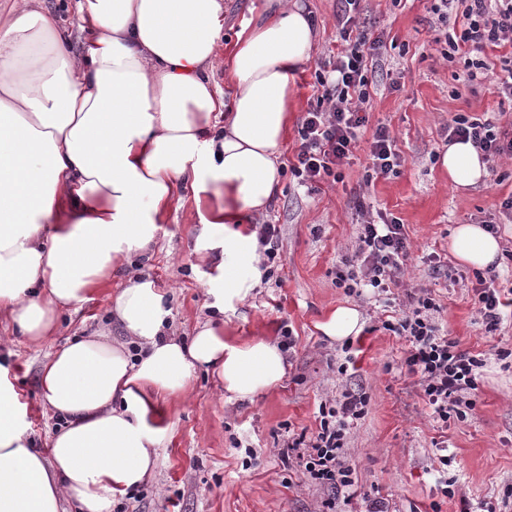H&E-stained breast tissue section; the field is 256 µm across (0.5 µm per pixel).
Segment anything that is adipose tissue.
Returning a JSON list of instances; mask_svg holds the SVG:
<instances>
[{
	"label": "adipose tissue",
	"instance_id": "ef3b65f1",
	"mask_svg": "<svg viewBox=\"0 0 512 512\" xmlns=\"http://www.w3.org/2000/svg\"><path fill=\"white\" fill-rule=\"evenodd\" d=\"M85 33H71L36 0H16L0 22V316L30 343L51 336L56 312L112 278L154 243L179 186L205 203L194 240L219 257L207 292L217 311L263 279L251 217L280 183L295 72L315 32L297 0H265L226 56L224 0H76ZM223 64L234 86L212 81ZM223 114L224 127L212 120ZM441 167L456 188L485 165L471 143L448 144ZM450 250L485 267L500 251L479 224L454 229ZM121 335L96 331L46 355L39 386L62 418L48 451L27 436L26 407L0 366V512H110L114 496L153 476L163 402L184 396L195 372L247 400L285 375L278 342L225 336L199 324L189 342L168 336L164 294L130 276L113 294Z\"/></svg>",
	"mask_w": 512,
	"mask_h": 512
}]
</instances>
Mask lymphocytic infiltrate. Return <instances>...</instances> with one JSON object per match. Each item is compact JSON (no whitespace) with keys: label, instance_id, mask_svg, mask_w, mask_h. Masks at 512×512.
<instances>
[{"label":"lymphocytic infiltrate","instance_id":"lymphocytic-infiltrate-1","mask_svg":"<svg viewBox=\"0 0 512 512\" xmlns=\"http://www.w3.org/2000/svg\"><path fill=\"white\" fill-rule=\"evenodd\" d=\"M359 0H343L336 16L340 43L335 54L315 72L314 102L298 126V144L289 169L300 186L320 190L323 183L340 180L361 142H368L373 175H386L400 164L395 137L386 127L367 132L374 90L368 64L383 39L361 29L356 14ZM435 41L445 44L446 59L459 51L479 52L489 45L512 44V0H431ZM448 137L472 142L483 161L512 156V135L493 121L464 113L448 123ZM361 216L354 252L336 272V285L345 295L365 287L385 291L401 275L409 257L404 224L398 218L369 210L357 199ZM441 306L430 293L408 295L396 321L386 330L403 336L408 349L400 368L413 376L433 421L447 428L449 420H465L476 407L477 379L486 365L483 354L462 349L441 334L435 315ZM367 399L349 393L328 399L318 407L314 434L289 435L285 448L303 477L325 490L318 512H338L340 496L355 485L345 452V432L365 414Z\"/></svg>","mask_w":512,"mask_h":512}]
</instances>
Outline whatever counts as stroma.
Returning <instances> with one entry per match:
<instances>
[{"label":"stroma","mask_w":512,"mask_h":512,"mask_svg":"<svg viewBox=\"0 0 512 512\" xmlns=\"http://www.w3.org/2000/svg\"><path fill=\"white\" fill-rule=\"evenodd\" d=\"M317 33L310 61L294 76L290 107L309 108L317 65L335 50L336 14L341 0H299ZM429 0H361L359 22L384 34L386 46L374 59L369 79L376 90L368 130L387 125L397 138L403 163L397 173L364 187L366 152L343 170L341 182L316 194L300 187L288 166L297 146L289 125L279 159L280 191L264 215L280 229L282 261L244 301L224 314L225 328L237 337H280L289 327L298 338L286 373L273 390L250 401L226 400L215 374L198 370L189 394L164 408L152 479L117 498L115 512H316L319 487L290 472L283 456L289 431L315 432L318 406L326 397L349 392L367 396L366 414L346 432V453L354 469L356 493L344 512H365L367 493L379 492L390 512H502L503 491L512 485V367L496 357L512 349V318L487 331L476 312V269L459 263L450 235L460 224H494L500 253L492 268L496 287H512V222L501 203L512 195V157L496 160L493 173L458 190L439 165L451 116L465 112L490 118L512 130V103L501 100L492 79L467 87V57L448 62L434 41ZM366 191L367 205L404 224L411 251L407 268L389 292L345 296L336 286V268L352 252L359 217L354 197ZM168 214L157 242L132 256L130 271L152 280L166 293L169 325L189 339L199 321L211 316L206 292L210 266L199 261L193 241L200 230L190 189ZM122 273L72 309L59 313L53 336L38 345L22 338L9 343L0 364L9 366L27 406L34 447L48 449L59 420L39 395L46 354L95 330L115 329L110 297ZM431 292L444 307L441 333L463 348L484 353L478 402L463 422L440 431L427 414L418 388L398 365L404 342L382 324L410 292ZM358 311L360 331L349 342L326 337L318 328L338 307ZM447 443L448 478L455 496L438 498L434 460Z\"/></svg>","instance_id":"stroma-1"}]
</instances>
